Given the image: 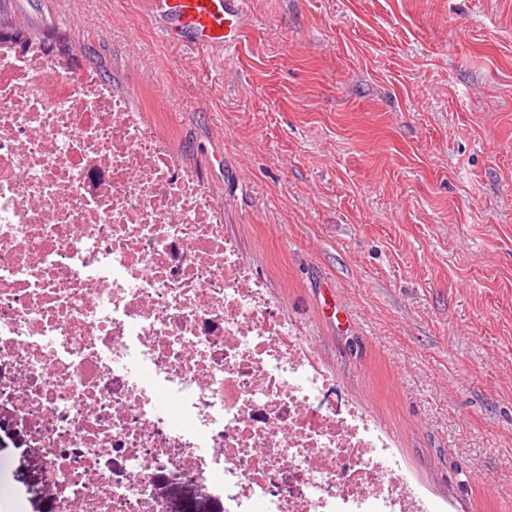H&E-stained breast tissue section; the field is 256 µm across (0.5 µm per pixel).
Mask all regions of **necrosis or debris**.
Instances as JSON below:
<instances>
[{
  "instance_id": "1",
  "label": "necrosis or debris",
  "mask_w": 512,
  "mask_h": 512,
  "mask_svg": "<svg viewBox=\"0 0 512 512\" xmlns=\"http://www.w3.org/2000/svg\"><path fill=\"white\" fill-rule=\"evenodd\" d=\"M210 197L91 70L0 40V405L55 512H165L171 468L224 512H429Z\"/></svg>"
}]
</instances>
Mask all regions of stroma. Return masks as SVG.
I'll return each mask as SVG.
<instances>
[{"label": "stroma", "mask_w": 512, "mask_h": 512, "mask_svg": "<svg viewBox=\"0 0 512 512\" xmlns=\"http://www.w3.org/2000/svg\"><path fill=\"white\" fill-rule=\"evenodd\" d=\"M214 189L224 234L429 512H512V0H249L235 49L151 0H0ZM10 512H54L0 408ZM167 512H224L176 470Z\"/></svg>", "instance_id": "35a3bbf8"}]
</instances>
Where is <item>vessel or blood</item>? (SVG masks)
I'll list each match as a JSON object with an SVG mask.
<instances>
[{"label":"vessel or blood","mask_w":512,"mask_h":512,"mask_svg":"<svg viewBox=\"0 0 512 512\" xmlns=\"http://www.w3.org/2000/svg\"><path fill=\"white\" fill-rule=\"evenodd\" d=\"M246 0H154L153 7L172 29L206 46L237 44L245 22Z\"/></svg>","instance_id":"obj_1"}]
</instances>
